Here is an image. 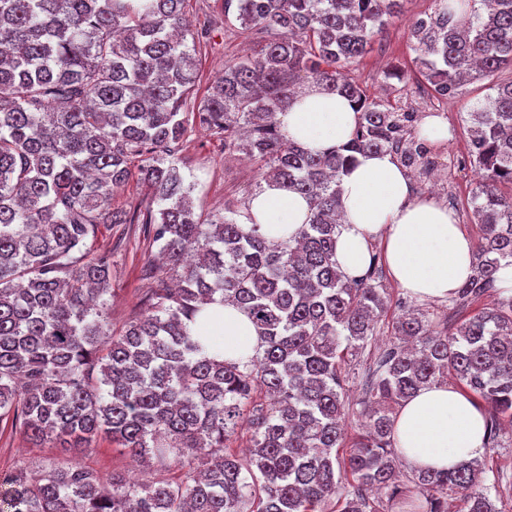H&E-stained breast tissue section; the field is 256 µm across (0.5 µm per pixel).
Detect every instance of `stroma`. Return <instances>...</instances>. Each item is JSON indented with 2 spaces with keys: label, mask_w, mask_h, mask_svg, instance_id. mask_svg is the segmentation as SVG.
<instances>
[{
  "label": "stroma",
  "mask_w": 512,
  "mask_h": 512,
  "mask_svg": "<svg viewBox=\"0 0 512 512\" xmlns=\"http://www.w3.org/2000/svg\"><path fill=\"white\" fill-rule=\"evenodd\" d=\"M435 8L434 0H404L399 16L390 18L375 35L363 57L351 67L353 77L367 87L370 95L389 100L392 106L415 113L418 120L437 117L447 122L451 137L447 140H425L433 165L427 172L411 170L416 197H432L448 206L462 231L477 237L478 228L470 217L469 201L478 183L477 171L469 162L471 152L468 116L478 100L488 92V81L481 80L460 88L446 99L432 97L422 76L415 70L416 53L411 28L417 19L426 17ZM186 17L192 30L209 29L206 51L198 54L199 80L191 98L199 104L215 76L224 70L226 61L256 49L263 41L262 33L250 37L237 35L233 26L221 25L224 0H187ZM402 67L404 80H384L385 71ZM179 171L185 185L190 186L196 214L227 213L242 209L258 193L260 173L249 159L233 160L224 152L223 137L200 126L189 127L177 154ZM92 255L112 258V295L108 299V323L112 332H120L144 310V302L157 285L160 275L158 244L152 243L144 225L103 224L89 241ZM381 284L386 290L388 311L377 323V334L347 367L349 374L346 411L349 433H356L361 422L360 400L365 395V381L375 360L391 345V326L401 313L402 302L428 314L437 322L456 326L476 308L473 302L422 300L398 288L390 274H383ZM61 460L89 468L107 477L125 474L144 482L175 478L174 466L154 464L142 469L132 458L116 450L107 439H99L91 454L64 451L52 442L29 439L9 422L0 423V478L15 467L38 468ZM482 462L490 498L502 512H512V427H503L495 447L486 449Z\"/></svg>",
  "instance_id": "stroma-1"
}]
</instances>
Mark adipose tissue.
Returning a JSON list of instances; mask_svg holds the SVG:
<instances>
[{
	"label": "adipose tissue",
	"mask_w": 512,
	"mask_h": 512,
	"mask_svg": "<svg viewBox=\"0 0 512 512\" xmlns=\"http://www.w3.org/2000/svg\"><path fill=\"white\" fill-rule=\"evenodd\" d=\"M278 120L288 139L323 151L348 141L357 113L347 99L311 85L292 96ZM248 211L275 240L294 236L309 215L301 195L274 184L251 199ZM341 216L335 260L346 277L366 270L377 241L393 281L419 298L452 297L473 273V241L447 207L413 198L410 178L391 154L359 155L341 180ZM208 333L222 337L228 360L248 361L262 348L250 320L229 304L219 307ZM393 438L398 455L412 468L447 470L483 455L485 414L451 385L424 386L400 408Z\"/></svg>",
	"instance_id": "adipose-tissue-1"
}]
</instances>
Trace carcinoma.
I'll return each mask as SVG.
<instances>
[{"label":"carcinoma","mask_w":512,"mask_h":512,"mask_svg":"<svg viewBox=\"0 0 512 512\" xmlns=\"http://www.w3.org/2000/svg\"><path fill=\"white\" fill-rule=\"evenodd\" d=\"M185 0H0V420L82 449L105 434L146 462L179 465L171 481L106 480L65 463L17 468L0 481V512H377L367 491L407 500L392 448L394 406L448 375L512 423V296L439 331L413 313L376 364L346 444L345 364L375 336L387 299L377 258L348 278L336 268L340 182L366 152L424 166L412 113L367 94L349 75L400 0H224L241 34H267L257 56L224 63L197 108L198 31L184 38ZM414 59L440 98L489 79L470 113L481 182L476 301L512 265V0H436L414 23ZM359 112L345 144L320 153L289 140L277 114L301 74ZM224 136V150L263 163L269 183L302 195L309 216L271 241L237 216H195L176 149L188 127ZM137 170H132L134 160ZM151 194L141 214L112 209L132 177ZM146 226L167 256L146 310L117 336L107 327L112 264L84 250L100 224ZM231 302L264 348L220 358L203 331L208 305ZM251 417L248 456L227 446ZM481 465L418 470L425 502L407 512H498Z\"/></svg>","instance_id":"obj_1"}]
</instances>
